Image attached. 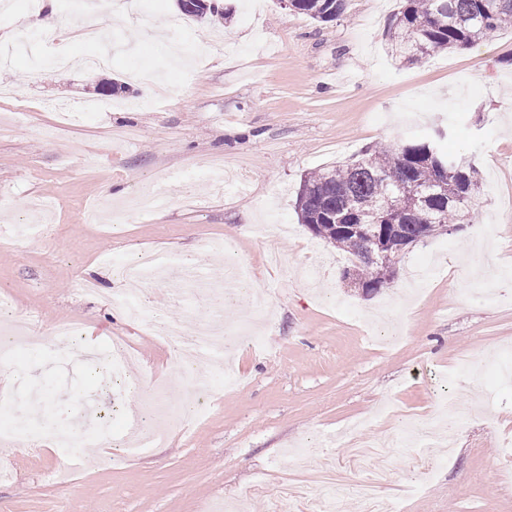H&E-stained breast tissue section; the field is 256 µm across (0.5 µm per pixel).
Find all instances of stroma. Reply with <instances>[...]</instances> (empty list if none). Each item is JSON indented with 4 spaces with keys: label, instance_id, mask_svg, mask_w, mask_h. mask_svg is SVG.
Segmentation results:
<instances>
[{
    "label": "stroma",
    "instance_id": "stroma-1",
    "mask_svg": "<svg viewBox=\"0 0 512 512\" xmlns=\"http://www.w3.org/2000/svg\"><path fill=\"white\" fill-rule=\"evenodd\" d=\"M231 20L180 17L175 0H141L152 21L113 14L112 60L81 64L96 51L72 27L33 32L44 53L77 65L28 81L27 53L0 67V292L13 299L0 323L28 319L35 331L76 321L92 349L125 340L139 393L120 395L107 373L76 360L77 344L22 351L8 365L10 398L39 419L88 434L80 413L98 406L101 425L123 437V420L164 424L158 447L125 456L112 447L45 445L8 457L0 512H197L200 501L243 500L247 512H276L286 493L312 486L321 463L344 479L356 503L364 473L382 471L379 495L399 512H512V29L466 50L407 66L391 57L389 31L401 0H346L342 14L317 22L282 0H221ZM171 44L200 46L173 69L153 30ZM169 43V44H170ZM159 73L163 91L145 98L136 68ZM61 112L79 123L58 126ZM56 126L54 140L39 131ZM443 130L442 149L475 156L482 189L472 221L405 250L390 287L365 296L340 279L336 247L298 220L295 200L310 173L361 158L365 150ZM223 160L248 192L217 195L179 187L186 172ZM130 196L169 187L165 210L119 228L90 222L105 187ZM231 238L249 292L224 309L238 354V382L215 378L203 413L172 423L148 406L167 392L179 366L160 341L115 306V265L143 250L172 256L161 280L144 283L148 312L165 308L187 325L209 319V304L176 293L181 259L198 260L222 281L209 245ZM94 283L90 294L72 281ZM256 317L254 335L235 331ZM493 348L496 361L458 376L463 359ZM456 406L449 448L415 457L398 440L406 423L421 434L442 402Z\"/></svg>",
    "mask_w": 512,
    "mask_h": 512
}]
</instances>
